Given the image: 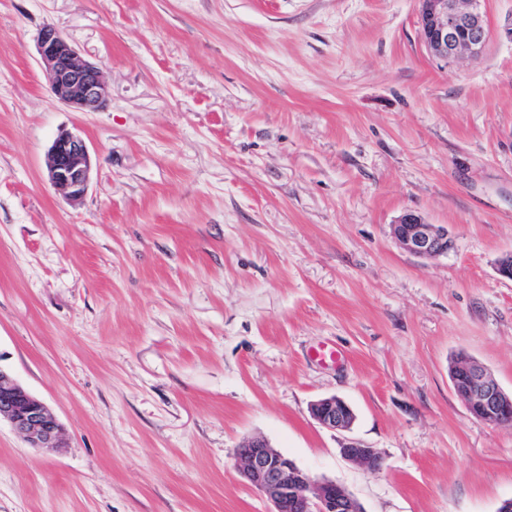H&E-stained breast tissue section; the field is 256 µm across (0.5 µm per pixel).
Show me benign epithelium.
<instances>
[{
	"mask_svg": "<svg viewBox=\"0 0 512 512\" xmlns=\"http://www.w3.org/2000/svg\"><path fill=\"white\" fill-rule=\"evenodd\" d=\"M418 24L429 52L448 61L467 52L478 55L488 41L489 29L482 0H417ZM39 65L51 95L75 112H101L109 101V87L102 68L84 59L76 47L55 27L47 25L38 33ZM49 184L71 201L82 200L90 186V155L86 142L68 131L60 132L47 157ZM400 247L419 258L448 255L455 248L446 224H431L420 213L407 210L392 224ZM468 408L481 411V421L491 425H512L507 410L512 394L492 378L475 360L462 361ZM311 417L323 428L348 431L356 416L341 398L332 395L310 404ZM32 448L62 447V426L43 402L26 392L15 377L0 368V420ZM348 461L375 471L381 456L373 448L351 440L340 448ZM236 468L240 475L270 502L269 512H363L360 503L329 479L314 480L263 437H253L237 449Z\"/></svg>",
	"mask_w": 512,
	"mask_h": 512,
	"instance_id": "7a95c632",
	"label": "benign epithelium"
}]
</instances>
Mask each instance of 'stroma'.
Here are the masks:
<instances>
[{
    "mask_svg": "<svg viewBox=\"0 0 512 512\" xmlns=\"http://www.w3.org/2000/svg\"><path fill=\"white\" fill-rule=\"evenodd\" d=\"M482 8L484 50L447 62L416 0H0V368L66 439L0 423V512H268L235 467L253 435L365 512L512 498V426L448 370L512 392V0ZM47 24L107 109L52 97ZM63 131L91 158L76 204L45 177ZM406 210L454 250H402ZM332 395L350 431L312 419ZM463 371L454 378L450 374L453 387L457 394H462V388L466 378V391L462 400L468 409L477 408L481 411V421L491 425H512V419L507 417V410L512 407V394H508L500 384L492 378L486 368L475 360L462 361ZM341 455L351 463L364 467L368 470H378L381 466V456L374 449L363 445L359 441H348L340 448Z\"/></svg>",
    "mask_w": 512,
    "mask_h": 512,
    "instance_id": "1",
    "label": "stroma"
}]
</instances>
